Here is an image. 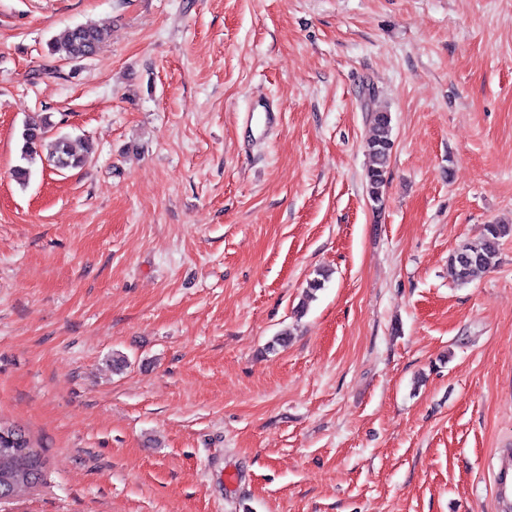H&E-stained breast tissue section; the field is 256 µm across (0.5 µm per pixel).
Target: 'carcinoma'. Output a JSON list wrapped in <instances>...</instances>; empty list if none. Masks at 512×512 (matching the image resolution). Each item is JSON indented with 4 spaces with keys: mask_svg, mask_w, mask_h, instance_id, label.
<instances>
[{
    "mask_svg": "<svg viewBox=\"0 0 512 512\" xmlns=\"http://www.w3.org/2000/svg\"><path fill=\"white\" fill-rule=\"evenodd\" d=\"M109 38L107 29L93 24L65 28L48 42V50L64 60L78 61L94 55ZM371 135L367 141L369 165L365 179L370 199L378 207L383 204L386 174L393 148L392 119L386 111L368 113ZM49 122L29 120L21 132L20 159L24 164L13 170L15 180L24 185L36 161H45L57 170L84 167L92 151L78 154L64 136L47 141ZM512 233L508 224L484 225L478 243L466 242L450 256L457 283L468 284L472 277L486 269L497 252L499 242ZM45 460L28 434L19 426L0 423V499L33 486L42 476Z\"/></svg>",
    "mask_w": 512,
    "mask_h": 512,
    "instance_id": "1",
    "label": "carcinoma"
}]
</instances>
